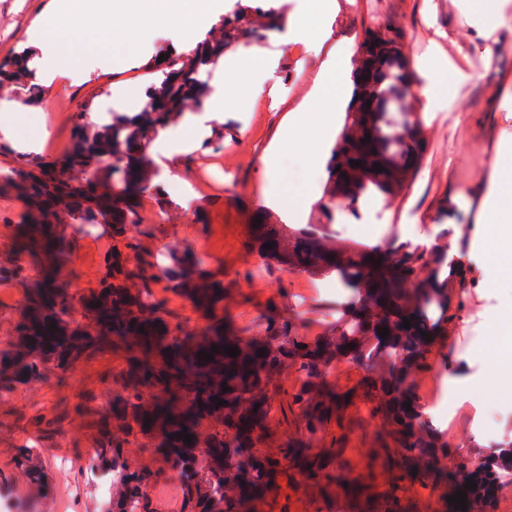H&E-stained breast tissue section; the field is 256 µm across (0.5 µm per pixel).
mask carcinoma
<instances>
[{
    "label": "carcinoma",
    "mask_w": 512,
    "mask_h": 512,
    "mask_svg": "<svg viewBox=\"0 0 512 512\" xmlns=\"http://www.w3.org/2000/svg\"><path fill=\"white\" fill-rule=\"evenodd\" d=\"M283 22L282 5L236 0L192 55L149 62L157 81L138 111L111 112L92 121L90 106L82 105L64 155L51 162L28 159L3 176L26 207L12 272H24L25 258L38 257L46 276L28 294L11 348L0 352V391L20 379H47L77 367L100 351L119 347L126 353L123 392L97 413L98 455L115 471L119 512H154L147 489L159 473L148 466L127 469L123 444L132 433L160 439L171 467L188 487L185 502L192 512H262L268 501H277L284 484L322 502L342 497L351 504L350 512H407V482L438 492L431 512H445L448 492L459 490L466 493V512H495L500 488L512 481V439L479 456L452 447L427 417L416 383L428 355L448 356V327L460 310L453 304L452 285L464 281L466 272L448 262V243L420 247L392 239L377 249L343 241L329 223L259 225L255 245L261 255L291 271L334 274L346 294L336 307L332 334L314 341L277 327L263 339L228 331L219 315L224 281L203 269L188 248L170 249L159 276L152 273L149 259L132 264L115 249L99 288L78 295L56 285L57 263L68 251L59 226L82 233L106 224L113 236H127L140 222L137 199L159 173L150 156L155 139L186 109L203 105L210 74L226 51L250 39L257 26L279 30ZM369 30L381 35L384 60L366 94L386 105L381 112L346 109L318 203L327 216L337 205L355 210L366 197L400 195L414 174L407 160H421L427 148L420 114L408 102L415 75L406 42L388 23ZM32 60L23 51L1 62L0 79L34 102L41 88L29 66ZM357 154L362 165H350ZM376 163L384 170H373ZM268 242L273 243L270 249L264 248ZM161 277L207 311L210 322L189 334L161 315L150 287ZM76 302L85 309L87 323L74 327L67 315ZM406 318L409 329L404 328ZM52 323L56 329L51 331ZM384 327L385 339L378 335ZM214 346L218 351L213 353ZM227 346L239 355L225 354ZM261 348L266 352L259 357ZM200 351L213 359L197 357ZM337 361L350 362L366 375L353 388L337 391L326 383ZM286 368L299 373L302 382L280 401V408L303 436L287 438L275 452L266 418ZM218 400L225 404L216 406ZM358 401L368 403L370 418L379 422L378 475L345 472L344 434L336 437L334 448H312L328 425L342 426ZM183 432L192 435L191 443L184 442ZM470 478L477 489L466 488Z\"/></svg>",
    "instance_id": "obj_1"
}]
</instances>
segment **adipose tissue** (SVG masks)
I'll return each instance as SVG.
<instances>
[{"instance_id":"1","label":"adipose tissue","mask_w":512,"mask_h":512,"mask_svg":"<svg viewBox=\"0 0 512 512\" xmlns=\"http://www.w3.org/2000/svg\"><path fill=\"white\" fill-rule=\"evenodd\" d=\"M122 16L127 29L144 30L153 24L156 14L144 0H85L83 7L66 9L63 0H56L41 23L32 28L30 36L40 51L35 65L47 80L67 76L77 67V58L65 52L56 38L57 32L92 39L104 18ZM215 93L204 103L201 112L187 113L182 125L185 134H161L153 143L157 162L166 171L179 170L195 140L207 133L208 115L231 111L233 100L223 76H215ZM352 90L351 75L338 56H330L320 70L319 78L309 94L285 117L279 134L272 140L265 160V176L276 171L280 152L304 146L314 176L324 173V148L334 141L336 112L345 106Z\"/></svg>"}]
</instances>
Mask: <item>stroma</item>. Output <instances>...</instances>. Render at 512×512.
<instances>
[{"instance_id": "1", "label": "stroma", "mask_w": 512, "mask_h": 512, "mask_svg": "<svg viewBox=\"0 0 512 512\" xmlns=\"http://www.w3.org/2000/svg\"><path fill=\"white\" fill-rule=\"evenodd\" d=\"M478 0H337L338 11L323 12L319 0H279L294 35L331 36L321 54L295 50L282 34L259 39L267 51L264 67L230 74L237 92L234 111L208 122L207 145L187 156L179 182L188 185L206 157L221 154L223 171L198 181L190 196L166 192L144 193L145 211L130 238L114 237L107 225L69 237V261L56 280L69 292L98 288L113 250L127 249L131 260L149 254L160 260L172 246L192 247L203 266L224 281V324L246 337L264 335L269 322L290 324L291 333L307 340L330 335L341 296L335 277L292 272L263 259L251 244L250 226L258 218L273 224L322 222L318 209L279 206L278 197H298L309 189L306 157L283 152L274 181L263 177V162L290 105L308 93L324 52L340 49L347 65H354L362 34L375 21L401 29L417 85L427 83L433 67L443 60L461 62L448 71L447 88L434 106L420 95L411 104L421 113L427 150L409 188L395 199L363 200L356 211L336 207L332 227L340 238L364 244L389 239L419 245L433 243L447 233L448 243L469 255L470 277L453 287L464 307L448 330V357H430L418 380L421 395L433 404L436 421L451 444L471 445L474 454L486 453L512 434V398L497 400L488 382L487 361L512 369V356L502 355L496 324L512 306V273L492 276L501 247L491 236L495 202L487 199L491 184L500 187L497 202H512V167L498 166L504 147L512 148V32L492 45L490 54L474 50L483 14L464 18L463 2ZM49 0H0V61L31 49L28 29L40 21ZM177 35L174 25L158 17L155 28L141 33L135 63L95 56L82 42L63 40L64 48L80 57L73 77L44 88L45 106L35 112L13 111L17 95L0 90V125L25 128L46 159L70 147L74 116L85 101L96 111H112V85H134L146 91L154 81L146 65ZM23 209L15 192L0 183V267L14 251ZM42 279V266L32 261L22 275L0 280V351L8 350L23 316L21 305ZM152 291L163 311L195 332L207 316L166 281L153 282ZM124 355L115 351L87 358L75 375L55 378L31 393L25 380L0 392V506L9 512H94L98 480L100 431L95 411L124 385ZM354 427L348 439V467L352 475L373 470L376 422L364 402L350 408ZM36 465L42 494L31 492L28 467Z\"/></svg>"}]
</instances>
